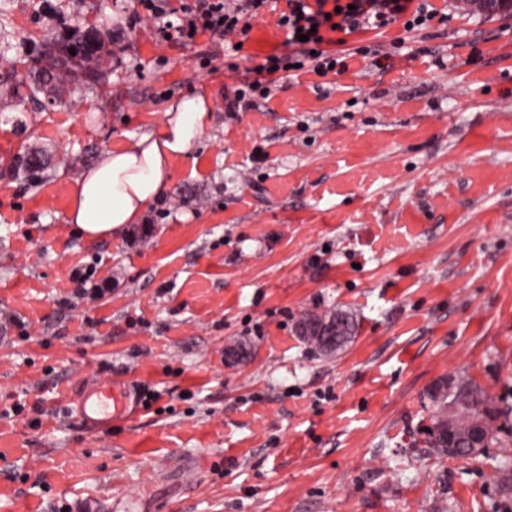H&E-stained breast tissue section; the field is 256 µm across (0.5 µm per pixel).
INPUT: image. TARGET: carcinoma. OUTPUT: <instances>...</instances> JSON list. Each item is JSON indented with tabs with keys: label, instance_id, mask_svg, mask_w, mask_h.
<instances>
[{
	"label": "carcinoma",
	"instance_id": "cac0c4a2",
	"mask_svg": "<svg viewBox=\"0 0 512 512\" xmlns=\"http://www.w3.org/2000/svg\"><path fill=\"white\" fill-rule=\"evenodd\" d=\"M72 49L77 51V54H71ZM100 50L101 43L91 30L71 43L60 45L52 40L45 42L38 59L40 68L35 72V91L39 92L49 84L58 88L65 83L78 80L89 82L98 79V69L93 62L99 60ZM452 381L461 389V394L438 396L433 393L431 387L426 391V397L432 406V414L430 425L424 430L423 445L429 449V453L441 458L448 456V449L439 447V440L434 438L432 433V425L441 412L449 415L452 425L462 433L466 432L474 421H479L486 448L499 441L501 432L500 425L497 424L498 413L483 391L462 377H454Z\"/></svg>",
	"mask_w": 512,
	"mask_h": 512
}]
</instances>
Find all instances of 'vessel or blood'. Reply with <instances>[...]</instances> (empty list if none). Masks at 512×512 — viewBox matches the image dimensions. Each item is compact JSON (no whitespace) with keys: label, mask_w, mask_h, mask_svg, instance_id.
Segmentation results:
<instances>
[{"label":"vessel or blood","mask_w":512,"mask_h":512,"mask_svg":"<svg viewBox=\"0 0 512 512\" xmlns=\"http://www.w3.org/2000/svg\"><path fill=\"white\" fill-rule=\"evenodd\" d=\"M137 403L136 386L128 382L104 381L76 395L75 413L87 428L105 430L113 422L129 419Z\"/></svg>","instance_id":"vessel-or-blood-1"}]
</instances>
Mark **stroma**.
<instances>
[{
  "mask_svg": "<svg viewBox=\"0 0 512 512\" xmlns=\"http://www.w3.org/2000/svg\"><path fill=\"white\" fill-rule=\"evenodd\" d=\"M344 37L347 68L303 69L224 109L285 49L266 0L247 39L163 40L140 0H0V512H495L512 484V15ZM95 29L110 57L62 98L27 71L45 39ZM381 44L388 66L360 47ZM199 94L211 124L140 223L89 242L75 180ZM37 152L46 169L20 166ZM106 287L76 294L74 271ZM345 310L333 357L304 313ZM460 376L501 413L475 459L423 446L427 388ZM140 387L85 428L77 392ZM21 412H14V404Z\"/></svg>",
  "mask_w": 512,
  "mask_h": 512,
  "instance_id": "obj_1",
  "label": "stroma"
}]
</instances>
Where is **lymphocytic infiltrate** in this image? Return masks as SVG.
<instances>
[{
	"mask_svg": "<svg viewBox=\"0 0 512 512\" xmlns=\"http://www.w3.org/2000/svg\"><path fill=\"white\" fill-rule=\"evenodd\" d=\"M286 8L277 24L287 34V53L266 56L255 69V76L243 80L224 95V109L237 112L247 91L267 89L278 81L280 73L293 71L296 65L311 64L316 74H327L338 64L341 55L330 50L332 31L351 33L377 30L402 22L406 32L428 27L438 15L429 0H285ZM265 0H238L235 8H227L224 0H191L184 5L174 26L179 36L201 30L214 34L234 31L243 17L257 15ZM307 40H300V33Z\"/></svg>",
	"mask_w": 512,
	"mask_h": 512,
	"instance_id": "f902f5d3",
	"label": "lymphocytic infiltrate"
}]
</instances>
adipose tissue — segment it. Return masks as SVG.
<instances>
[{"label":"adipose tissue","instance_id":"obj_1","mask_svg":"<svg viewBox=\"0 0 512 512\" xmlns=\"http://www.w3.org/2000/svg\"><path fill=\"white\" fill-rule=\"evenodd\" d=\"M204 96L189 95L166 110L159 132L104 153L76 180L67 221L87 241L120 235L166 195L171 162L186 154L208 127Z\"/></svg>","mask_w":512,"mask_h":512}]
</instances>
